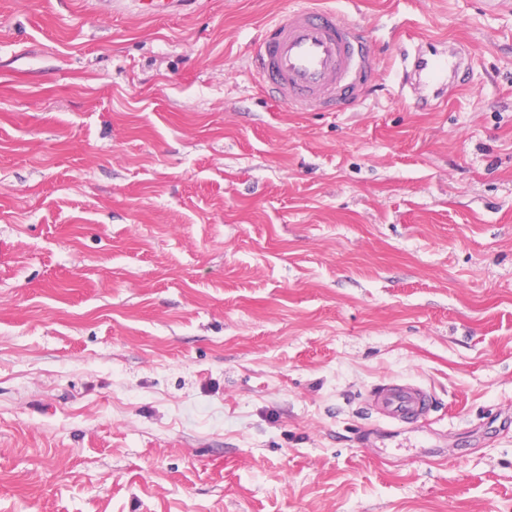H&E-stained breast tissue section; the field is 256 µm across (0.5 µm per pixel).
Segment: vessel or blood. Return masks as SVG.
<instances>
[{
  "label": "vessel or blood",
  "instance_id": "obj_1",
  "mask_svg": "<svg viewBox=\"0 0 512 512\" xmlns=\"http://www.w3.org/2000/svg\"><path fill=\"white\" fill-rule=\"evenodd\" d=\"M187 0H113V11L124 6L143 16L179 13ZM460 57L433 59L415 55L411 70L433 83L434 99L447 96L448 77L462 66ZM250 73L259 87L276 101L296 110L315 106L342 108L363 97L367 85L380 75L360 25L316 0H300L297 7L274 19L251 57ZM377 414L394 423H411L429 412L432 399L423 386L386 383L370 398Z\"/></svg>",
  "mask_w": 512,
  "mask_h": 512
}]
</instances>
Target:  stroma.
Returning <instances> with one entry per match:
<instances>
[{"mask_svg": "<svg viewBox=\"0 0 512 512\" xmlns=\"http://www.w3.org/2000/svg\"><path fill=\"white\" fill-rule=\"evenodd\" d=\"M98 2L0 0V512H512V0H320L342 112L249 73L298 0ZM188 0H131L132 8L143 16H166L179 13ZM463 65V60L457 56H448V58H424L417 54L414 56L410 74L416 73L419 76L424 74L432 80L433 98L435 100L447 99L448 74L453 77L455 72ZM370 394L371 405L377 414L394 423L416 422L432 406L427 389L412 383H386Z\"/></svg>", "mask_w": 512, "mask_h": 512, "instance_id": "35a3bbf8", "label": "stroma"}]
</instances>
